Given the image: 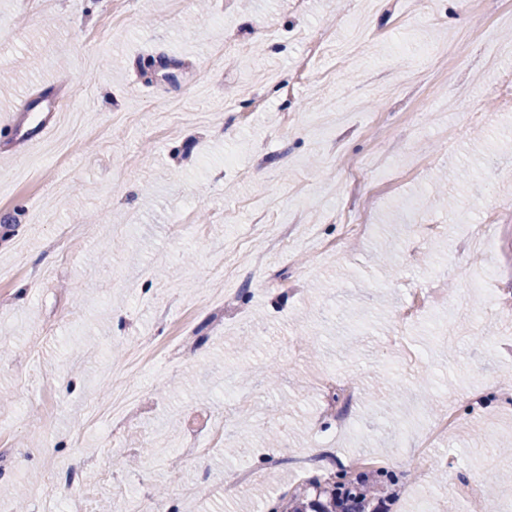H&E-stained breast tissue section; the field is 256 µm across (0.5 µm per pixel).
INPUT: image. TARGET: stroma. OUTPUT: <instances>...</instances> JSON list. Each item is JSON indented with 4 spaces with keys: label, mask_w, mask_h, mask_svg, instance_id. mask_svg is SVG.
I'll return each instance as SVG.
<instances>
[{
    "label": "stroma",
    "mask_w": 512,
    "mask_h": 512,
    "mask_svg": "<svg viewBox=\"0 0 512 512\" xmlns=\"http://www.w3.org/2000/svg\"><path fill=\"white\" fill-rule=\"evenodd\" d=\"M510 13L512 0L476 16L429 0L421 18L370 0H212L202 14L196 0H0L13 118L0 125V502L20 489L25 512H67L79 492L87 512H121L131 494L169 512H267L363 457L396 477L368 479L380 512L425 497L433 512L481 499L512 512V480L481 465L512 442V327L485 295L512 297V263L457 247L488 197L512 206V112L485 67ZM320 28L334 43L309 53ZM425 59L434 83L384 95ZM458 84L480 111L449 134L434 114ZM351 97L357 112L328 111ZM68 114L85 140L27 170L53 146L40 127L62 137ZM361 212L365 234L346 236ZM72 225L86 229L77 249L60 235ZM432 278L475 320L450 308L402 323ZM134 342L160 355L130 377ZM327 377L354 389L348 429L317 416ZM116 385L142 415L88 421ZM452 405L457 423L425 448ZM192 408L228 422L202 457L178 440ZM317 431L319 461L298 474L288 456ZM116 433L149 446L133 454ZM241 467L253 479L225 498Z\"/></svg>",
    "instance_id": "stroma-1"
}]
</instances>
